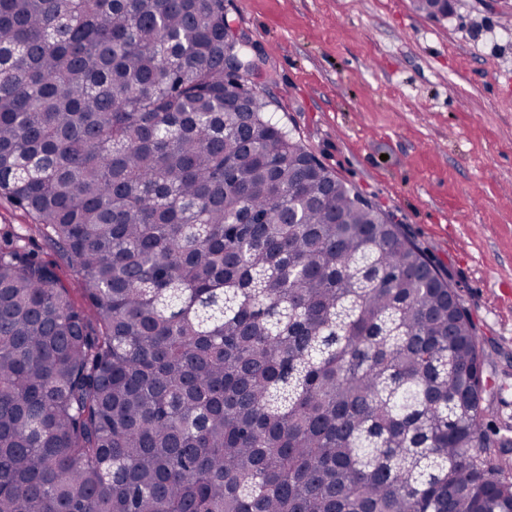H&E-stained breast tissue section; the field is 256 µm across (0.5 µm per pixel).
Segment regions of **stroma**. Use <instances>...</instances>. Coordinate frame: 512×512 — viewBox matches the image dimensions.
Masks as SVG:
<instances>
[{
    "instance_id": "35a3bbf8",
    "label": "stroma",
    "mask_w": 512,
    "mask_h": 512,
    "mask_svg": "<svg viewBox=\"0 0 512 512\" xmlns=\"http://www.w3.org/2000/svg\"><path fill=\"white\" fill-rule=\"evenodd\" d=\"M272 110L337 177L394 214L447 274L484 350L488 425L512 442V0H224ZM0 196V226L66 262Z\"/></svg>"
}]
</instances>
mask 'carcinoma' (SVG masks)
Returning a JSON list of instances; mask_svg holds the SVG:
<instances>
[{
	"label": "carcinoma",
	"mask_w": 512,
	"mask_h": 512,
	"mask_svg": "<svg viewBox=\"0 0 512 512\" xmlns=\"http://www.w3.org/2000/svg\"><path fill=\"white\" fill-rule=\"evenodd\" d=\"M224 0H0V512H512L476 326L224 69ZM8 224H12L25 235L28 251L38 254L45 260L57 263L60 279L67 288H77L76 278L71 268L48 247L42 235L29 230L28 224H33L32 218L23 210L15 207L8 198L0 196V228Z\"/></svg>",
	"instance_id": "1"
}]
</instances>
